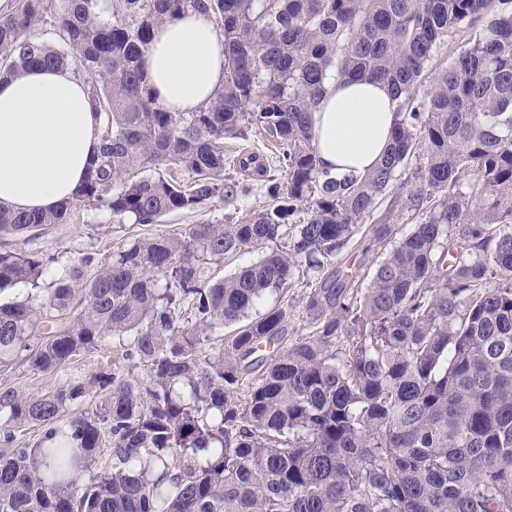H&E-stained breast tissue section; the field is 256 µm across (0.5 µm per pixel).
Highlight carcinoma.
I'll list each match as a JSON object with an SVG mask.
<instances>
[{"mask_svg":"<svg viewBox=\"0 0 512 512\" xmlns=\"http://www.w3.org/2000/svg\"><path fill=\"white\" fill-rule=\"evenodd\" d=\"M189 9L224 30V84L172 112L141 59ZM479 22L427 76L438 42ZM35 65L86 74L102 145L71 202L0 206L1 238L82 204L153 224L231 198L224 139L253 128L287 185L248 154L238 166L269 182L267 208L124 244L47 290L43 258L0 250V293L30 287L0 302V375L54 376L109 344L122 356L36 393L0 388V512H512V0H112L108 19L97 0H14L0 75ZM344 79L395 102L392 143L360 177L324 170L313 143L312 112ZM414 156L421 222L398 239L376 227L369 285L341 279L334 259ZM247 249L261 259L214 279ZM302 268L320 285L290 339ZM27 427L38 436L20 444Z\"/></svg>","mask_w":512,"mask_h":512,"instance_id":"cac0c4a2","label":"carcinoma"}]
</instances>
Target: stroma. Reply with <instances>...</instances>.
Here are the masks:
<instances>
[{
    "instance_id": "obj_1",
    "label": "stroma",
    "mask_w": 512,
    "mask_h": 512,
    "mask_svg": "<svg viewBox=\"0 0 512 512\" xmlns=\"http://www.w3.org/2000/svg\"><path fill=\"white\" fill-rule=\"evenodd\" d=\"M248 149L263 155L269 177L285 182L286 176L279 162V153L258 130L248 139H228L224 142V174L238 181L242 187L239 195L231 200L214 198L196 210L174 211L164 215L155 224H117L108 212L80 206L74 209L65 224H55L35 232L26 243L27 251L51 260L53 268L77 265L87 257L103 261L114 249L135 239L151 236L163 230H173L187 224L209 222L234 224L250 213L269 204L268 179H261L239 169V149ZM416 161L400 168L374 213L366 218L367 229L358 234L342 256L344 267L358 271L363 280H370L382 258L381 250L374 244L373 228L378 224L393 225L397 234L410 232L417 222L413 212L407 211L406 203L415 183Z\"/></svg>"
}]
</instances>
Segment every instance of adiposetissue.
<instances>
[{"label":"adipose tissue","mask_w":512,"mask_h":512,"mask_svg":"<svg viewBox=\"0 0 512 512\" xmlns=\"http://www.w3.org/2000/svg\"><path fill=\"white\" fill-rule=\"evenodd\" d=\"M142 68L160 106L192 111L223 84L224 33L202 13H181L155 31ZM394 119L382 84L330 82L313 114L321 167L333 174L373 170L391 142ZM100 145L89 84L70 67L0 79V206L55 210L71 199Z\"/></svg>","instance_id":"1"}]
</instances>
